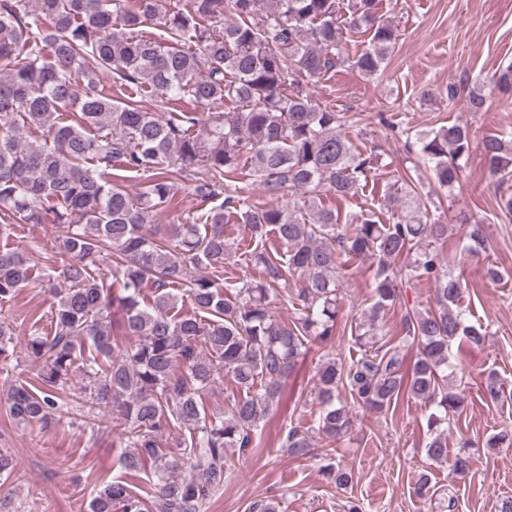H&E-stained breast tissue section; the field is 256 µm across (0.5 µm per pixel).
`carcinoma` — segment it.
Instances as JSON below:
<instances>
[{
  "label": "carcinoma",
  "mask_w": 512,
  "mask_h": 512,
  "mask_svg": "<svg viewBox=\"0 0 512 512\" xmlns=\"http://www.w3.org/2000/svg\"><path fill=\"white\" fill-rule=\"evenodd\" d=\"M149 24L161 33L142 35ZM346 24L370 34L351 67L378 74L397 35L376 16V0H348L345 16L340 0H189L185 10L162 0H0V306L33 275L27 251L9 243L20 221L53 217L58 234L43 278L61 281L50 331L35 328L25 343L36 381L11 385L6 402L23 427L47 428L64 413L93 432L110 427L124 448L122 469L150 470L151 494L114 480L92 512H203L233 458L259 447L299 359L338 335L343 256L372 260L375 301L354 330L361 357L345 364L320 356L309 392L315 425L289 426L280 450L323 462L324 481L346 489L354 473L336 452L357 421L354 409L385 415L406 394L428 406L427 457L455 475L470 472L465 449L448 457V426L465 406L449 346L457 338L478 347L487 332L466 316V281L439 250L448 225L428 218L433 191L397 179L384 203L406 218L391 224L372 211L343 224L321 202L325 193L357 195L378 163L344 133L360 119L313 104L306 91L343 61ZM132 88L156 98L160 113L126 93ZM377 116L406 137L415 166L430 165L439 187L459 183L470 151L465 126L443 124L413 144L403 121ZM481 152L490 174L508 182L512 133L485 136ZM245 169L267 195H294L293 206L255 205ZM132 175L145 180L138 198L124 187ZM185 175L212 206L164 235L146 233ZM231 220L258 280L224 276ZM464 239V253L487 252L482 225H468ZM411 280L433 284L435 306L406 310L405 336L391 343L381 319ZM183 300L191 311H178ZM117 331L132 343L118 344ZM13 344V328L0 322V374L13 367ZM226 376L239 395L209 413L205 396ZM341 388L353 407L338 400ZM480 391L491 402L504 395L493 374ZM175 428L167 451L163 440ZM435 493L422 475L415 496L431 502Z\"/></svg>",
  "instance_id": "carcinoma-1"
}]
</instances>
